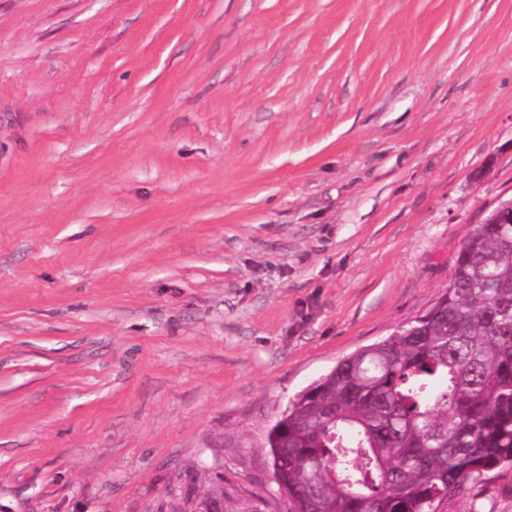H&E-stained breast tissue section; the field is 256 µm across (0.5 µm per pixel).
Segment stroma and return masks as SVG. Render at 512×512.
<instances>
[{"label":"stroma","mask_w":512,"mask_h":512,"mask_svg":"<svg viewBox=\"0 0 512 512\" xmlns=\"http://www.w3.org/2000/svg\"><path fill=\"white\" fill-rule=\"evenodd\" d=\"M510 198L512 0H0V512H283L280 411Z\"/></svg>","instance_id":"stroma-1"}]
</instances>
